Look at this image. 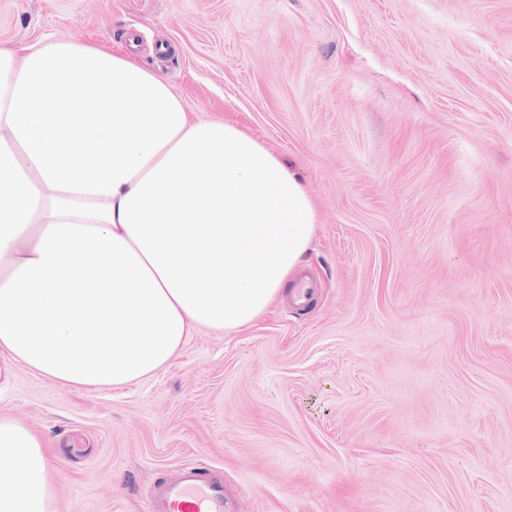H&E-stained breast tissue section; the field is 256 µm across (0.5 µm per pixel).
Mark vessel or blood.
Instances as JSON below:
<instances>
[{
	"label": "vessel or blood",
	"instance_id": "b4317fda",
	"mask_svg": "<svg viewBox=\"0 0 512 512\" xmlns=\"http://www.w3.org/2000/svg\"><path fill=\"white\" fill-rule=\"evenodd\" d=\"M224 483L214 474L195 466L183 467L175 480L156 482L148 512H231Z\"/></svg>",
	"mask_w": 512,
	"mask_h": 512
}]
</instances>
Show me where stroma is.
<instances>
[{"label":"stroma","mask_w":512,"mask_h":512,"mask_svg":"<svg viewBox=\"0 0 512 512\" xmlns=\"http://www.w3.org/2000/svg\"><path fill=\"white\" fill-rule=\"evenodd\" d=\"M131 56L318 214L289 289L104 390L18 366L60 512L217 470L239 512H512V0H0V44Z\"/></svg>","instance_id":"1"}]
</instances>
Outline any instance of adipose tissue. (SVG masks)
Here are the masks:
<instances>
[{
  "label": "adipose tissue",
  "mask_w": 512,
  "mask_h": 512,
  "mask_svg": "<svg viewBox=\"0 0 512 512\" xmlns=\"http://www.w3.org/2000/svg\"><path fill=\"white\" fill-rule=\"evenodd\" d=\"M0 388L154 375L255 321L316 233L300 180L159 74L50 37L0 45ZM0 512H59L42 437L0 415Z\"/></svg>",
  "instance_id": "ef3b65f1"
}]
</instances>
